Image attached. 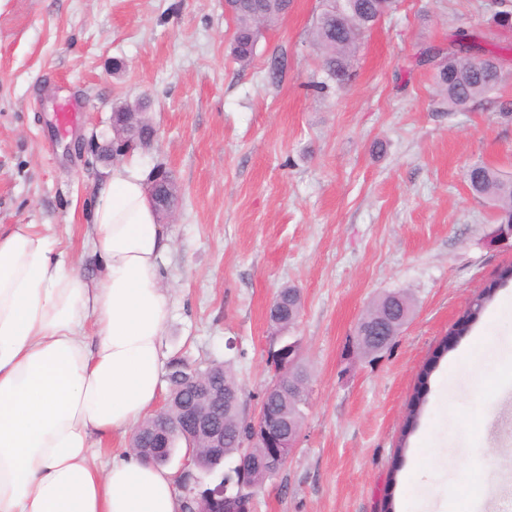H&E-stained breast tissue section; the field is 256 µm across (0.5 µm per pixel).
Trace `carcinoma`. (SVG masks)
Segmentation results:
<instances>
[{"label":"carcinoma","mask_w":512,"mask_h":512,"mask_svg":"<svg viewBox=\"0 0 512 512\" xmlns=\"http://www.w3.org/2000/svg\"><path fill=\"white\" fill-rule=\"evenodd\" d=\"M504 7L492 15L493 24L501 29L512 28V0H501ZM290 0H232L227 16L234 24L233 38L230 44L232 58L242 67L250 64L255 54L261 31L276 26L288 14ZM398 0H323L322 9L316 17L311 35L312 42L321 58L327 77L344 86L351 77V69L357 56L360 42L366 32L371 30L378 20L392 13ZM469 34L460 31L455 34L451 47L445 49L437 45L426 46L417 53L415 65L428 67L437 89L439 101L448 112H460L467 109L478 99L488 97L504 81L505 73L496 62L512 52V45L502 46L486 38L489 48L482 50L478 58L468 56L471 46L467 44ZM468 182L472 192L492 202L498 209V223L512 225V179L484 165H476L468 172ZM492 291L475 298L468 309L466 319L458 323V332L468 329L476 321L488 302ZM389 295H384L368 308L357 327V341H363L362 329L366 322L378 317L384 310ZM278 315L275 317L280 329L289 331L299 316L301 297L299 290L285 288L276 296ZM210 377L211 386L225 392L224 408L220 418L239 426L247 433L248 417L241 409V387L231 368L219 361H213L205 369L192 368L181 359L170 361L167 379L169 393L165 408L166 419L170 425L179 422L177 395L190 394L195 382L201 375ZM305 398L295 393L285 396L278 402L281 413L290 417L297 426H302L304 414L302 405ZM149 422L136 429L131 437V447L142 456L143 449L153 445L152 433L146 430ZM240 441H224V448L215 459H209L203 465L208 475L222 483L234 480L240 460Z\"/></svg>","instance_id":"cac0c4a2"}]
</instances>
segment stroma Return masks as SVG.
Wrapping results in <instances>:
<instances>
[{
	"mask_svg": "<svg viewBox=\"0 0 512 512\" xmlns=\"http://www.w3.org/2000/svg\"><path fill=\"white\" fill-rule=\"evenodd\" d=\"M320 8L292 0L244 68L224 0H0V225H50L75 269L96 274L99 185L119 163L165 166L179 192L162 265L168 358L231 361L253 412L273 376L269 306L301 293V444L254 512H445L475 480L486 512H512V402L481 394L512 369V282H499L512 238L494 242L496 211L467 179L475 164L512 176V122L496 114L512 101V53L501 88L463 112L444 111L414 65L456 29H487L492 0H403L364 35L342 88L311 41ZM139 101L154 136L113 154L112 113ZM66 104L77 119L62 133ZM395 291L414 311L363 355L356 324Z\"/></svg>",
	"mask_w": 512,
	"mask_h": 512,
	"instance_id": "obj_1",
	"label": "stroma"
}]
</instances>
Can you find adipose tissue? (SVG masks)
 Returning a JSON list of instances; mask_svg holds the SVG:
<instances>
[{
    "mask_svg": "<svg viewBox=\"0 0 512 512\" xmlns=\"http://www.w3.org/2000/svg\"><path fill=\"white\" fill-rule=\"evenodd\" d=\"M85 277L33 224L0 226V512H182L173 474L106 441L161 392L170 238L134 163L113 166Z\"/></svg>",
    "mask_w": 512,
    "mask_h": 512,
    "instance_id": "1",
    "label": "adipose tissue"
}]
</instances>
